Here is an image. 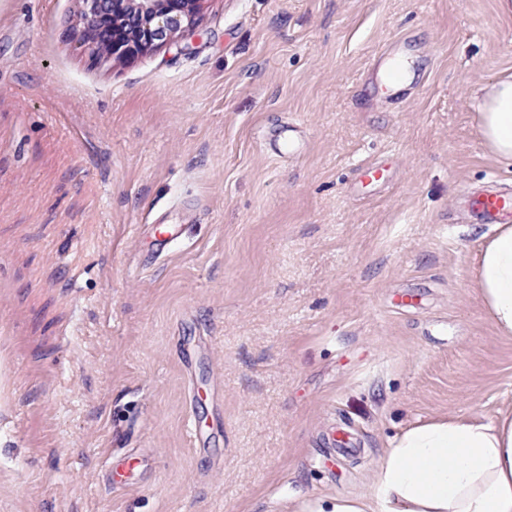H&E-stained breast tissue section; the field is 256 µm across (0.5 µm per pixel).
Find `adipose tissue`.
<instances>
[{"mask_svg":"<svg viewBox=\"0 0 512 512\" xmlns=\"http://www.w3.org/2000/svg\"><path fill=\"white\" fill-rule=\"evenodd\" d=\"M480 135L512 164V77L490 85ZM478 286L500 336L512 338V225H500L478 263ZM313 512H512V418L428 422L391 441L366 498L327 496Z\"/></svg>","mask_w":512,"mask_h":512,"instance_id":"1","label":"adipose tissue"}]
</instances>
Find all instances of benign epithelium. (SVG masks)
Here are the masks:
<instances>
[{
  "mask_svg": "<svg viewBox=\"0 0 512 512\" xmlns=\"http://www.w3.org/2000/svg\"><path fill=\"white\" fill-rule=\"evenodd\" d=\"M201 0H82L80 40L92 53L128 58L198 23Z\"/></svg>",
  "mask_w": 512,
  "mask_h": 512,
  "instance_id": "7a95c632",
  "label": "benign epithelium"
}]
</instances>
